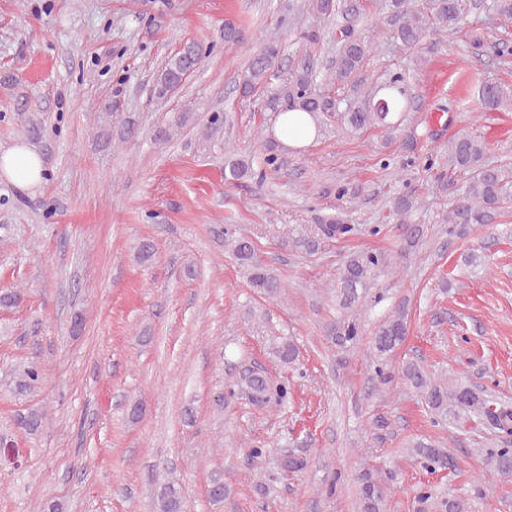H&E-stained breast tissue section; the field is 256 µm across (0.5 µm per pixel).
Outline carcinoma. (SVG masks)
<instances>
[{
    "instance_id": "obj_1",
    "label": "carcinoma",
    "mask_w": 512,
    "mask_h": 512,
    "mask_svg": "<svg viewBox=\"0 0 512 512\" xmlns=\"http://www.w3.org/2000/svg\"><path fill=\"white\" fill-rule=\"evenodd\" d=\"M428 11L415 8L412 0H384L390 37L401 47L411 50L422 44L430 32L455 33L463 19V0H429ZM313 10L320 15L335 16L338 21L336 39L331 59L324 74L330 83L351 84L353 98L342 112H338L340 127L347 135H357L371 127H381L388 133V140L396 138L402 130L405 113L410 111L413 96L406 76L395 73L383 82L363 87L360 74L367 57L373 52L374 42L368 35V23L358 0H311ZM475 50L486 48L498 57L512 56V42L499 40L488 43L475 34L470 41ZM280 53L279 40L270 38L264 47L251 56L248 69L240 84L242 95L249 96L270 84L272 68ZM205 54L203 47L194 42L185 43L171 54L157 76L154 92L159 98L167 96L195 72ZM319 73L309 61L301 63L290 73L288 86L289 107L310 114L315 123L323 116L337 112L335 100L317 93L314 84ZM480 108L485 111H512V88L497 82H485L478 90ZM263 165L277 172L283 162L273 143L264 146ZM448 167L468 176L461 196L448 210L444 222L448 233L457 231L465 224H494L503 205L512 200V179L505 167L486 160L487 145L464 129L448 139ZM265 173L253 169L252 161L235 151L225 149L224 180L234 183L246 178H264ZM415 206L414 198L402 195L394 201V210L404 224L406 253L419 246L424 237L421 224L409 222V213ZM318 236L295 240V245L309 253L319 250L321 240L341 239L356 231L339 215H326L318 219ZM224 247L229 250L244 270L248 284L267 298H277L286 291L285 283L275 269L257 259L252 242L237 233L232 226L224 227ZM395 269L393 257L384 253L353 251L348 253L336 278V303L347 314L331 324L328 336L338 347H354L363 336V326L357 319L367 304V283L379 272ZM409 332L408 312L399 306L388 313L372 332L371 348L374 370L378 377L388 381L392 375L386 372V361L402 344ZM268 354L287 368L296 364L298 346L291 337L278 336L268 346ZM401 380L416 392L424 402L435 423L458 422L470 414L484 418L492 431L490 446L486 449V461L490 475L498 478L512 476V406L489 397H483L472 389L450 384L439 378L427 366L418 361L406 362L401 370ZM44 381L41 369L28 364L18 368L17 389L32 392ZM227 398L245 397L256 405L274 404L288 406V383L273 382L265 372L252 365H241L224 384ZM45 415L32 410L20 417L18 424L27 433H38ZM411 458L430 472H443L457 468L452 453L426 439L411 445ZM281 469L293 473L304 470L305 458L285 453L280 457ZM359 512H385L388 487L381 476L372 469H365L358 476ZM418 512H468L467 503L461 498L437 496L431 488L423 487L416 496ZM159 512H183L181 489L172 483L161 486Z\"/></svg>"
}]
</instances>
